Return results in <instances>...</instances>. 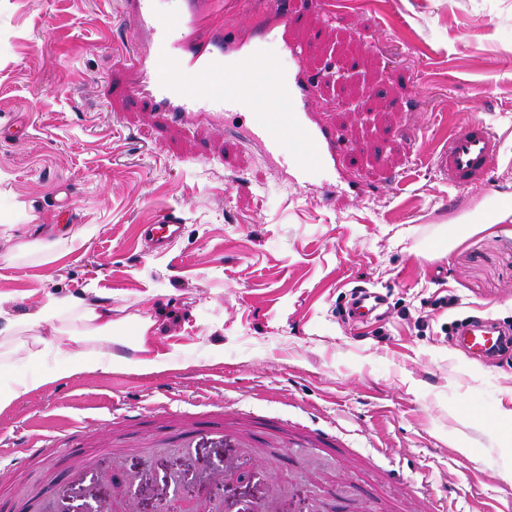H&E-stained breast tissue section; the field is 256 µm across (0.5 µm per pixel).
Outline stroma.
<instances>
[{
    "label": "stroma",
    "instance_id": "35a3bbf8",
    "mask_svg": "<svg viewBox=\"0 0 512 512\" xmlns=\"http://www.w3.org/2000/svg\"><path fill=\"white\" fill-rule=\"evenodd\" d=\"M314 73L334 63L316 108L347 128L348 175L375 196L322 206L247 141L188 119L170 127L115 92L128 75L121 0H0V297L12 315L93 292L112 303L121 340L150 317L151 353L136 364L79 374L0 409V440L29 433L55 448L0 471V512H41L35 491L65 489L75 466L65 428L108 418L113 405L153 410L140 429L112 426L85 457L110 477L76 485L73 503L108 500L115 482L182 468L176 449L143 442L157 417L247 423L246 451L204 443L200 467L253 455L248 479L211 480L208 497L263 498L280 512H512V357L479 360L447 327L489 318L512 328V237L474 232L447 251L421 242L459 215L476 220L474 188L449 196L436 146L462 121L499 135L498 192L512 200V0H291ZM172 213L181 238L147 252L146 225ZM59 242L50 263L16 260V245ZM386 298L381 317L338 315L355 287ZM454 295L451 308L434 299ZM424 326H417V319ZM335 434L331 448L290 437ZM340 486L342 498L320 497Z\"/></svg>",
    "mask_w": 512,
    "mask_h": 512
}]
</instances>
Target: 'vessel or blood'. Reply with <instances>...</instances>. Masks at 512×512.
Wrapping results in <instances>:
<instances>
[{"instance_id":"obj_1","label":"vessel or blood","mask_w":512,"mask_h":512,"mask_svg":"<svg viewBox=\"0 0 512 512\" xmlns=\"http://www.w3.org/2000/svg\"><path fill=\"white\" fill-rule=\"evenodd\" d=\"M243 0H178L180 31H173L156 0H123V16L134 40L148 53L137 58L134 80L121 83L124 96L145 98L152 112L167 121L196 115L215 120L239 112L246 115L250 141L276 162L289 182L315 189L321 204H330L343 180L342 159L347 150L345 133L325 123L316 111L307 68L308 47L293 35V17L286 0H276L267 13L255 17L248 36L214 25L220 14L237 16ZM288 56L289 67L279 63ZM238 74L233 88H224L227 74ZM500 142L494 130L480 120L459 124L435 153L434 165L452 189L483 186L488 200H495L492 174L499 160ZM183 227L162 217L150 229L154 248L179 239ZM385 298L375 291H359L352 319L367 320L379 314ZM502 342L492 323L462 327L457 343L469 354L486 357ZM154 445L193 448L211 441L237 448L252 447L255 437L245 429H227L209 419H198L178 429L157 427Z\"/></svg>"}]
</instances>
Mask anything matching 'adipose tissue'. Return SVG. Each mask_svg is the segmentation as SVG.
Instances as JSON below:
<instances>
[{"label": "adipose tissue", "instance_id": "1", "mask_svg": "<svg viewBox=\"0 0 512 512\" xmlns=\"http://www.w3.org/2000/svg\"><path fill=\"white\" fill-rule=\"evenodd\" d=\"M118 325L112 306L106 302L50 300L16 317L0 308V369L9 368L15 356L38 363L52 352H67L64 368L52 376H38L0 387V408L9 406L31 391L44 388L74 374L107 371L126 362L127 355L113 351Z\"/></svg>", "mask_w": 512, "mask_h": 512}]
</instances>
